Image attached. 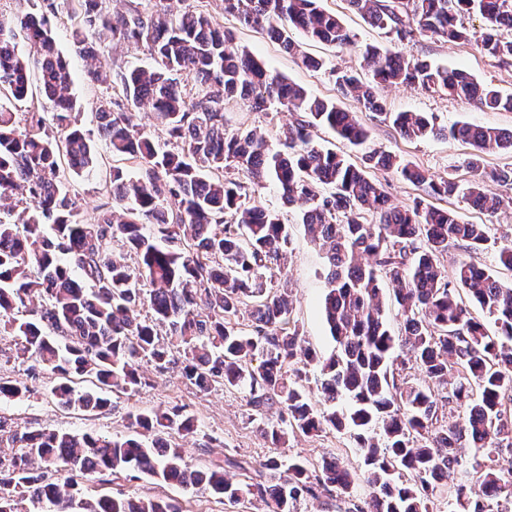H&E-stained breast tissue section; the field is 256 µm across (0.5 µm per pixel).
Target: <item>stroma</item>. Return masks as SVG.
<instances>
[{
	"mask_svg": "<svg viewBox=\"0 0 512 512\" xmlns=\"http://www.w3.org/2000/svg\"><path fill=\"white\" fill-rule=\"evenodd\" d=\"M59 19L55 24L58 43L69 60L74 83L72 93L76 99V114L80 126L89 136L97 134V107L101 99L111 97L112 88L107 84H95L85 78L86 63L71 37L68 17L75 7L73 0H56ZM325 11L338 16L344 25L357 36V48L346 50L318 42L304 40L302 33H295L309 55L321 58L325 66L314 71L305 67L300 59L288 54L281 46L267 40L255 29L239 22L231 15H223L225 29L233 32L239 45L246 47L263 61L271 71L286 77L307 89L316 97L332 98L336 95L331 76L332 68H359L358 49L366 44L388 45L382 30L369 25L349 5L348 0H320ZM409 53L435 61L451 68L462 69L479 82L494 86L505 95H512V66L499 64L481 53L475 46L420 38L407 47ZM391 112H421L431 117L436 126L447 127L457 122L512 130V112L482 111L466 101L433 93L419 88L392 86L381 92ZM346 110L358 113L378 146L412 162L431 174L453 176L460 184H468L474 174L467 161L474 152L470 144L443 136L420 141L401 138L389 122L360 111L353 100H345ZM232 129H257L263 132L270 144H277L278 135L291 119L289 112L274 106L265 112H255L240 102L226 108ZM111 155L89 171L69 176L70 190L75 193L85 219H93L99 206L109 196L112 166ZM488 192L501 197L503 204L493 214L472 207L459 197L433 199L436 207L455 210L461 221L482 224L488 236L495 240L512 239V186L486 182ZM259 201L266 207L282 211L288 220V262L284 270L293 289V315L302 327L305 341L322 356H329L335 347L322 317L321 304L326 290L324 253L310 242L299 222L298 207L283 205L274 186H266L258 192ZM140 371L147 379V386L130 395L112 397L110 407L95 413L67 411L59 407L51 389L55 378L50 373L30 379L28 365L16 357L15 339L0 335V376L25 383L29 387L25 396L0 400V415L11 418L19 427L30 430L43 428L69 432L95 431L102 434H127L131 414L172 405L185 406L196 420L197 433L184 440L181 452L187 463L201 465L232 455L251 461L265 460L272 453L271 445L259 432L260 419L246 404L244 394L236 389L216 388L199 391L186 381L179 365L167 371H156L153 364L144 362ZM287 453L317 464L325 458H344L350 469L362 466L353 441L347 434L328 430L317 437L298 433L288 436ZM85 493L124 494L134 498L170 497L182 501L188 512H263L261 504H231L217 498L201 496L178 485L165 484L147 476L122 478L110 483L97 480L84 482Z\"/></svg>",
	"mask_w": 512,
	"mask_h": 512,
	"instance_id": "1",
	"label": "stroma"
}]
</instances>
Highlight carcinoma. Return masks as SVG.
<instances>
[{
	"instance_id": "cac0c4a2",
	"label": "carcinoma",
	"mask_w": 512,
	"mask_h": 512,
	"mask_svg": "<svg viewBox=\"0 0 512 512\" xmlns=\"http://www.w3.org/2000/svg\"><path fill=\"white\" fill-rule=\"evenodd\" d=\"M72 35L79 52L94 58L104 43L147 47L150 67L112 76L120 98L98 106V135L114 156L133 159L140 175L112 168L111 200L92 221L82 218L65 172L98 164L90 137L77 125L71 73L57 47L54 0L41 11L12 17L0 12V101H23L31 75L50 102L49 112L16 113L0 104V333L17 337L16 355L31 362L29 375L49 370L60 382L58 405L100 411L109 394H131L142 385L138 361L156 368L179 362L183 377L208 391L246 388L247 406L260 417L273 455L252 462L234 457L198 468L186 463L170 434L190 435L194 418L180 407L137 413L131 433L104 436L13 428L0 416V512H166V499L88 497L83 476L132 473L176 483L231 503L259 501L266 512H297L308 499L328 509L354 501L357 477L339 457L313 465L281 452L288 431L316 435L331 427L352 433L363 458V505L346 512H442L435 504L443 481L479 484L480 494L453 488L448 512H504L512 497V285L472 262L453 274L440 257L454 246L487 248L481 224H464L450 210H401L368 170H394L426 194H461L472 206L495 212L481 180L461 186L436 178L371 141L356 115L336 99H319L272 74L237 46L207 9L174 14L168 0H130L112 16L101 0H79ZM221 9L266 34L309 68L323 61L301 53L292 31L335 45L355 46V35L320 9L319 0H220ZM365 21L391 37L393 48L367 45L361 53L370 74L332 69L337 95L390 121L409 140L443 135L471 144L479 172L481 154L512 147V131L469 123L446 130L416 112H388L377 89L420 87L464 99L480 110L512 111V97L450 69L414 56L417 37L473 44L502 63L512 62V0H349ZM476 14L480 36L463 23ZM29 46L22 54L18 40ZM253 110L281 106L295 115L272 148L257 130L230 132L225 104ZM147 105L164 137L145 131L132 108ZM318 127L361 152L362 166L319 145ZM283 203L307 204L300 220L325 249V322L336 350L324 359L305 345L293 316L292 290L280 279L288 225L278 211L250 203L266 184ZM136 257V266L127 255ZM388 285L402 316L392 334L381 302ZM493 319L496 333L472 316L463 298ZM249 324L240 322L241 315ZM406 350L430 386L402 376L395 349ZM316 366L318 407L302 385L297 365ZM93 379L80 389L75 378ZM278 409L279 419L267 417ZM462 410L450 423L444 411ZM468 441L477 461L458 453ZM239 471L233 482L226 469Z\"/></svg>"
}]
</instances>
